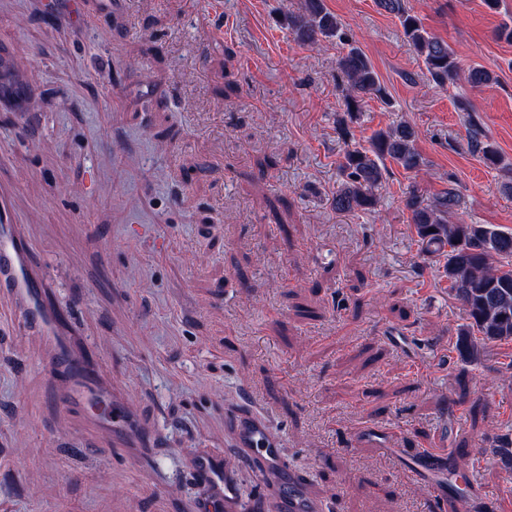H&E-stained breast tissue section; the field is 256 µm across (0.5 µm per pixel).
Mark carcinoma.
Masks as SVG:
<instances>
[{"label": "carcinoma", "mask_w": 512, "mask_h": 512, "mask_svg": "<svg viewBox=\"0 0 512 512\" xmlns=\"http://www.w3.org/2000/svg\"><path fill=\"white\" fill-rule=\"evenodd\" d=\"M378 4L398 19L406 41L423 59L427 77L437 87H445L459 77L460 66L448 43L430 34L420 19L412 14L407 0H378ZM288 26L296 37L314 44L319 38L349 41L341 21L327 11L323 0H302L299 13L288 17ZM345 79L344 116L338 120L336 132L346 141L347 120L360 112L365 99H386V91L371 61L357 46H349L338 60ZM417 132L403 123L373 134L369 146L349 144L339 164L344 180L333 198L339 213L371 209L390 160L406 171L425 164L416 148ZM468 151L491 165L500 157L482 126L468 120ZM461 196L454 188L425 196L413 188L405 193L404 206L428 256L445 259L444 276L449 290L464 307L469 328L480 338L462 334L457 352L463 360L480 358L487 345L512 340V231L493 224H452L448 215L460 206Z\"/></svg>", "instance_id": "1"}]
</instances>
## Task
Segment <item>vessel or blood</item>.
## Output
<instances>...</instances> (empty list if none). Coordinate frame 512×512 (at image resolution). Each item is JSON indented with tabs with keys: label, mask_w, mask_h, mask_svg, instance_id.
Wrapping results in <instances>:
<instances>
[{
	"label": "vessel or blood",
	"mask_w": 512,
	"mask_h": 512,
	"mask_svg": "<svg viewBox=\"0 0 512 512\" xmlns=\"http://www.w3.org/2000/svg\"><path fill=\"white\" fill-rule=\"evenodd\" d=\"M20 301L24 323L44 337L47 355L43 366L55 386L64 409L90 408L102 403L106 411L101 426L118 444H125L132 432L129 422L133 411L127 401L113 398L99 366L90 363L84 353L73 351L62 328L60 313L48 303L49 290L41 275L27 263V248L12 229V218L0 204V289ZM234 445L244 460L260 456L264 471L280 476L279 485L270 487L271 512H324L323 501L314 495L298 472L283 459L282 442L267 422L249 415L234 419ZM411 475L432 485L435 495L430 512H441L446 497L448 456L437 450L420 452L409 466ZM200 483L213 494L222 512H247L242 497L236 463L210 451L197 468Z\"/></svg>",
	"instance_id": "b4317fda"
}]
</instances>
